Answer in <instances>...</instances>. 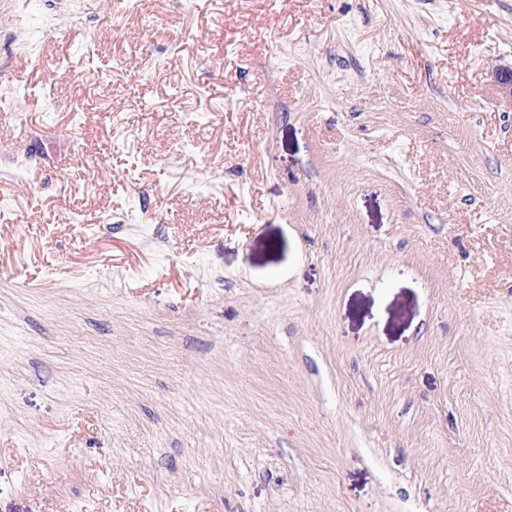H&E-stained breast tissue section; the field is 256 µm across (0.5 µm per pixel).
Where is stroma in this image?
I'll list each match as a JSON object with an SVG mask.
<instances>
[{
  "instance_id": "1",
  "label": "stroma",
  "mask_w": 512,
  "mask_h": 512,
  "mask_svg": "<svg viewBox=\"0 0 512 512\" xmlns=\"http://www.w3.org/2000/svg\"><path fill=\"white\" fill-rule=\"evenodd\" d=\"M512 0H0V512H512Z\"/></svg>"
}]
</instances>
